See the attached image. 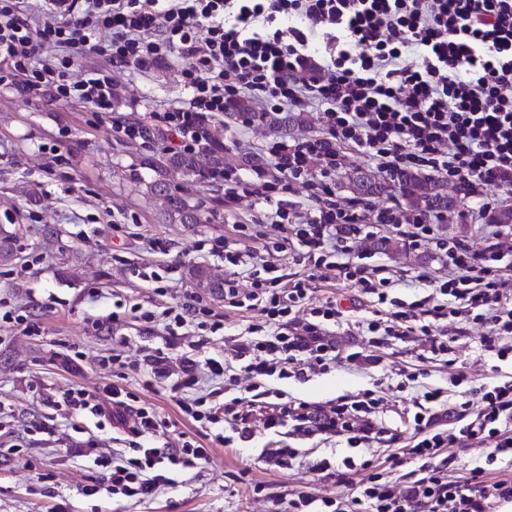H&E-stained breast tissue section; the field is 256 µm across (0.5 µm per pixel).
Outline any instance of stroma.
Wrapping results in <instances>:
<instances>
[{
  "instance_id": "stroma-1",
  "label": "stroma",
  "mask_w": 512,
  "mask_h": 512,
  "mask_svg": "<svg viewBox=\"0 0 512 512\" xmlns=\"http://www.w3.org/2000/svg\"><path fill=\"white\" fill-rule=\"evenodd\" d=\"M180 69V63L166 61L119 76V116L142 118L183 99ZM155 152L117 133L87 105L31 102L18 90L0 88V224L15 232L17 251L12 264L0 266V309L40 328L39 335L29 336L0 327V512H288L291 493L301 487L332 497L346 491L335 477L312 472L313 460L349 455L398 475L395 461L413 435L416 393L440 391L448 407L477 401L473 385L512 380V364L482 357L483 330L476 326L459 337L446 359H422L417 351L391 346L377 349L379 365L347 368L345 355L365 343L356 324L374 318L377 304L335 273L311 278L308 262L284 252L276 260L286 279H309L314 301L336 302L343 312L330 332L338 363L335 370L309 374L302 382L268 379L267 388L288 401L328 407L338 397L378 387L385 398V432L369 447L352 449L320 432L304 436L288 427L274 435L264 431L261 416L268 408L258 403L249 408V442H213L181 413L165 383H149L154 355L164 351L167 368L177 377L190 361L206 356L234 363L237 344L264 318L255 309L226 307L223 293L195 290L185 278L190 264L232 278L223 258L198 242L220 236L233 241L237 233L233 219L224 216L223 184L208 178L180 185L181 194L198 206L200 223H165L162 201L143 194L142 182L151 171L142 160ZM33 187L34 198L28 195ZM391 237L378 227L364 240L370 265L394 280L395 297L409 302L427 297L430 279L446 272L438 255L406 245L397 253L378 249V242ZM156 239L166 242V252L153 249ZM144 271L170 277L169 293L157 294L153 283L141 279ZM423 272L428 281L420 280ZM93 289L106 294L108 303L92 306ZM194 292L222 316L223 336L202 344L188 333L172 343L162 325L150 328L127 315L109 321L114 303L159 313L173 297ZM97 319L109 321V328L94 331L91 323ZM75 353L80 362L68 364L67 356ZM107 385L125 388L161 412L169 423L161 448H178L191 439L209 448V459L194 468L174 467V485L150 501L106 491L93 499L82 496V487L100 476L95 458L124 444L111 420L78 418L60 399L72 388L95 393ZM273 448L295 449L292 466L268 461ZM257 484L262 493H254Z\"/></svg>"
}]
</instances>
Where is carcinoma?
Returning a JSON list of instances; mask_svg holds the SVG:
<instances>
[{"label": "carcinoma", "instance_id": "1", "mask_svg": "<svg viewBox=\"0 0 512 512\" xmlns=\"http://www.w3.org/2000/svg\"><path fill=\"white\" fill-rule=\"evenodd\" d=\"M243 115L253 122L265 126L278 138L288 137V125L273 112H253L250 104L241 100L236 111L224 113V118L235 120ZM155 173L151 181L144 183V194L164 200V219L169 224H198L200 217L195 205L179 194L180 182L192 177L205 178L212 172L233 167L263 168L264 159L259 153L239 156L224 147V144L205 136L199 146L190 151H162L145 160ZM346 188L355 201L365 202L372 196L392 195L397 190L406 200V209L412 212H425L433 209L455 207L443 185L432 176L407 171L400 175L397 184L392 185L368 169H355L346 175ZM15 233L0 229V264L7 265L16 259ZM186 276L198 288H221L223 283L214 277L210 270L202 266H190Z\"/></svg>", "mask_w": 512, "mask_h": 512}]
</instances>
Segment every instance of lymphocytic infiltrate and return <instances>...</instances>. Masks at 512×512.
I'll use <instances>...</instances> for the list:
<instances>
[{
    "mask_svg": "<svg viewBox=\"0 0 512 512\" xmlns=\"http://www.w3.org/2000/svg\"><path fill=\"white\" fill-rule=\"evenodd\" d=\"M63 18L32 14L27 0H0V85L28 99L78 102L99 116L116 106V74L176 59L189 60L180 72L185 100L151 113L149 121L113 119L116 131L164 150L194 149L204 123L223 118L240 100L253 111L311 113L324 138L295 136L269 142L268 169L245 178L226 172L224 209L237 214L244 199L261 205L241 236L253 249L211 242L212 254L245 273L224 283V301L260 306L267 333L248 336L236 347L240 373L248 378L301 379L336 364L329 328L341 316L337 304H308V286L285 285L268 252L286 249L313 261L315 271H337L365 296L389 304L386 319L358 329L371 345L420 342L431 355L452 352L453 336L466 326L485 327L484 355L512 360V286L499 275L512 254V225L493 230L482 250L442 233L447 211L410 213L398 204L376 205L336 196V176L350 152L366 157L390 176L404 169L426 172L466 186L478 210L492 207L489 190L512 197V0H71ZM107 66L74 79L86 53ZM381 224L410 247L446 258L448 272L437 278L441 302L390 299L391 278L379 276L356 252L364 223ZM164 325L177 336L186 325L217 336L224 323L212 319L200 297L184 295L165 309ZM223 358H205L199 371L185 372L169 388L182 413L213 430L218 443L251 437L244 400L235 396L211 407L187 397L200 377L224 380ZM123 388L96 396L82 389L63 393L75 416L131 413L127 450L96 458L102 480L84 485V496L101 490L139 501L154 499L172 482V466L194 467L209 453L183 443L174 452L158 448L168 423L152 407L134 404ZM433 391L416 398V435L405 449L400 482L375 473L359 480L347 496L293 493L292 512H494L512 502V475L488 478L486 468L512 456V381L483 388L481 403L452 405L461 425L449 433L437 426ZM381 401L368 389L331 408L275 401L264 417L266 431L294 425L304 433L330 432L351 445H366L383 432ZM477 446L484 465L467 482L450 480L454 444Z\"/></svg>",
    "mask_w": 512,
    "mask_h": 512,
    "instance_id": "1",
    "label": "lymphocytic infiltrate"
}]
</instances>
